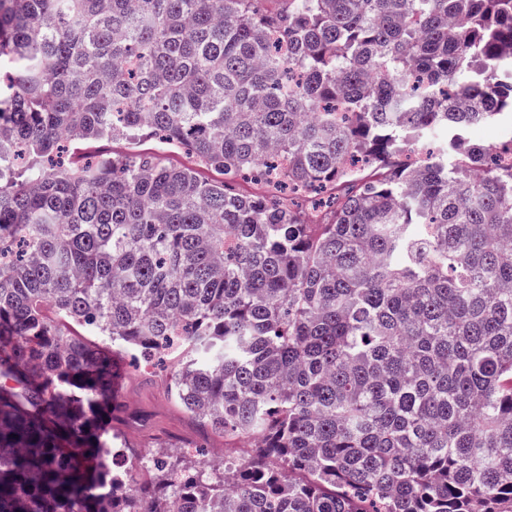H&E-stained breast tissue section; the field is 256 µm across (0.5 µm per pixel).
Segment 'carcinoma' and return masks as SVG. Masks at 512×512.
Masks as SVG:
<instances>
[{"label":"carcinoma","instance_id":"carcinoma-1","mask_svg":"<svg viewBox=\"0 0 512 512\" xmlns=\"http://www.w3.org/2000/svg\"><path fill=\"white\" fill-rule=\"evenodd\" d=\"M264 2L0 0V512H512V0ZM128 350L249 456L128 485ZM468 136L474 143L490 144L508 140L512 129L498 125L478 126L470 129ZM80 148L74 151L73 161L75 163H79L83 155L89 152L112 153L114 156L130 153L150 154L162 166L194 170L202 181L219 182L224 179V175L219 170L199 164L189 152L168 149L155 139L145 138L134 142L117 139L112 142L85 144Z\"/></svg>","mask_w":512,"mask_h":512}]
</instances>
